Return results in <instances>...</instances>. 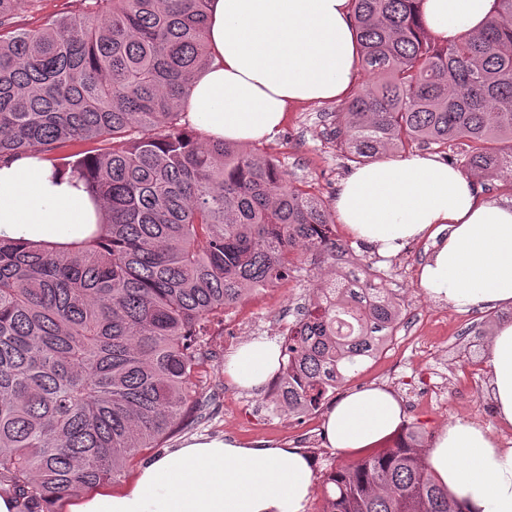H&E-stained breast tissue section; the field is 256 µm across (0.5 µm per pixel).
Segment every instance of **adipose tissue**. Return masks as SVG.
<instances>
[{
    "mask_svg": "<svg viewBox=\"0 0 512 512\" xmlns=\"http://www.w3.org/2000/svg\"><path fill=\"white\" fill-rule=\"evenodd\" d=\"M493 3L422 0L419 10L423 25L448 42L479 34ZM207 45L209 63L186 111L214 140L263 139L290 105L344 98L357 78L350 0H210ZM334 208L350 234L382 256L413 239L431 240L418 282L434 302L512 308V206L478 200L456 169L418 154L364 165L342 180ZM102 213L72 169L40 155L0 162V237L66 244ZM279 361L274 341L254 338L225 359L224 372L258 389ZM487 364L495 418L512 427V321L495 329ZM404 418L395 393L372 385L338 398L323 432L331 447L357 451L395 434ZM427 463L468 512H512V447L500 446L490 430L446 425ZM313 490L311 460L299 448L193 437L145 461L129 487L78 498L68 512H305Z\"/></svg>",
    "mask_w": 512,
    "mask_h": 512,
    "instance_id": "adipose-tissue-1",
    "label": "adipose tissue"
}]
</instances>
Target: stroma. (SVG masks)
Segmentation results:
<instances>
[{
  "mask_svg": "<svg viewBox=\"0 0 512 512\" xmlns=\"http://www.w3.org/2000/svg\"><path fill=\"white\" fill-rule=\"evenodd\" d=\"M338 102L307 103L291 109L285 124L271 137L258 141L257 149L280 159L289 179L297 186L333 205L341 181L354 170L333 131L336 127ZM336 235L349 240L365 263L386 271L388 285L399 294L405 307L404 320L386 351L362 365L348 382V389L371 384L391 389L403 402L405 428L416 431L422 448H429L435 434L448 423L473 420L489 427L497 438H512V428L501 427L493 416L486 394L485 356L488 337L479 335L483 322L493 318L492 308L458 311L441 307L443 326L435 336L419 321L422 309L430 300L418 284V270L431 253L430 240L405 243L396 255L385 258L361 241L350 239L344 225H337ZM329 271L314 261L311 254L300 253L288 286L281 296L265 300L248 296L243 301L256 322V334L275 341L294 321V309L303 306L316 292L321 277ZM240 345L234 334L215 337L216 352L203 375L199 397L204 405L201 418L172 434L167 447L175 448L186 439L233 438L255 446H288L302 449L312 460L314 492L305 512H322L326 476L337 468L359 460L356 452L332 448L322 431L324 411H316L313 424H305L287 413L274 409L269 387L249 390L238 387L224 373V360ZM473 367L477 373L470 380L466 405L457 402L456 389L463 369ZM436 387L441 397L432 399L425 387Z\"/></svg>",
  "mask_w": 512,
  "mask_h": 512,
  "instance_id": "35a3bbf8",
  "label": "stroma"
}]
</instances>
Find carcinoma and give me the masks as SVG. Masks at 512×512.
<instances>
[{
    "instance_id": "obj_1",
    "label": "carcinoma",
    "mask_w": 512,
    "mask_h": 512,
    "mask_svg": "<svg viewBox=\"0 0 512 512\" xmlns=\"http://www.w3.org/2000/svg\"><path fill=\"white\" fill-rule=\"evenodd\" d=\"M0 0V161L93 142L74 170L106 218L63 246L0 238V494L20 512L114 481L202 409L193 394L224 308L286 281L303 243L338 282L280 342L275 408L319 409L403 318L383 272L333 237L279 159L183 123L208 62L209 0H83L38 29ZM420 0H352L367 79L339 112L349 160L418 146L477 175L512 171V0L437 41ZM323 512H463L418 434L328 475Z\"/></svg>"
}]
</instances>
